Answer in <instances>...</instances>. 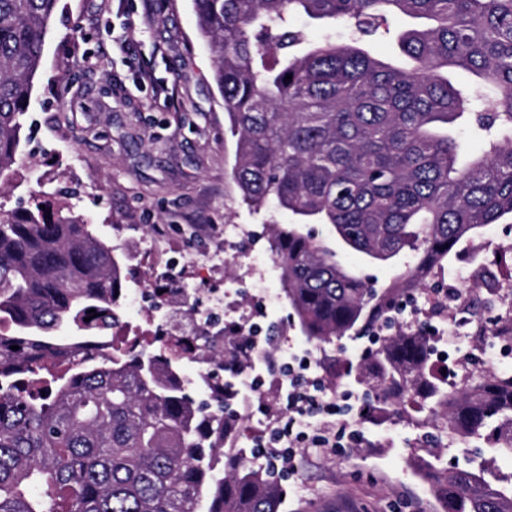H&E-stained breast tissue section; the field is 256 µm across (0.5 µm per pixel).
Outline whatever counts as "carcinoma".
<instances>
[{
	"instance_id": "carcinoma-1",
	"label": "carcinoma",
	"mask_w": 512,
	"mask_h": 512,
	"mask_svg": "<svg viewBox=\"0 0 512 512\" xmlns=\"http://www.w3.org/2000/svg\"><path fill=\"white\" fill-rule=\"evenodd\" d=\"M58 2L0 0L1 183L25 161L21 132ZM192 2L236 137L232 179L248 205L295 218L272 230L270 250L306 336L391 328L401 293L512 217V0ZM298 15L343 20L356 36L314 43L292 27ZM398 15L424 21L398 36L407 66L367 48ZM57 213L0 203V325L12 327L0 333V512H279L271 473L225 453L223 436L207 439L224 410L173 383L180 346L166 370L151 347L92 353L121 323L120 268L83 214ZM340 248L415 263L378 290ZM61 329L73 332L66 342ZM431 342L402 324L354 380L380 417L426 410L436 430L481 443L476 464L442 468L433 451L422 464L445 512H512V475L494 471L512 460V371L459 386L432 365Z\"/></svg>"
}]
</instances>
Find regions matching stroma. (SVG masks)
<instances>
[{
  "label": "stroma",
  "instance_id": "obj_1",
  "mask_svg": "<svg viewBox=\"0 0 512 512\" xmlns=\"http://www.w3.org/2000/svg\"><path fill=\"white\" fill-rule=\"evenodd\" d=\"M44 54L22 131L42 181L1 187L0 203L56 206L78 193L79 211L98 237L113 241L114 229L123 228V259L145 278L153 261L140 248L142 237L162 247L190 239L179 255L187 286L206 274L211 287L223 289L225 310L242 312L251 295L265 291L264 335L310 350L330 397L370 402L366 385L333 377L350 356V338L308 340L281 287V269L268 258L272 226L291 224V214L249 208L231 178L234 139L192 0H60ZM140 68L168 84L169 101L154 100L137 82ZM228 224L247 227V235L225 234ZM479 236L488 250L465 244L450 262H467L473 282H497L488 315L503 317L512 311V227L498 224ZM363 430L370 446L300 449L296 473L279 475L280 512H443L413 460L432 449L444 466L463 463L459 437L434 434L422 414Z\"/></svg>",
  "mask_w": 512,
  "mask_h": 512
}]
</instances>
